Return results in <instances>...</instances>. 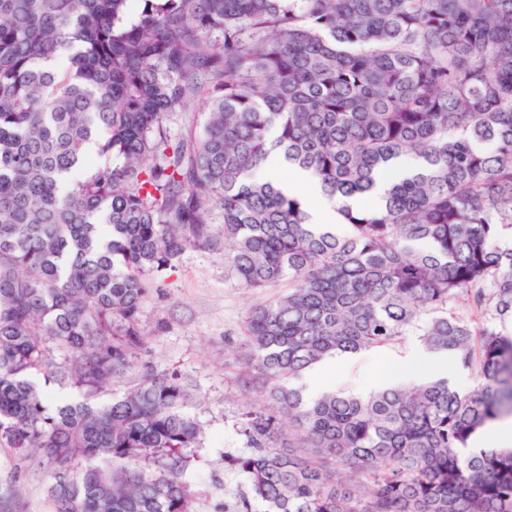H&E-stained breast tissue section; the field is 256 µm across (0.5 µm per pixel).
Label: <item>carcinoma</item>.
Returning a JSON list of instances; mask_svg holds the SVG:
<instances>
[{
  "label": "carcinoma",
  "instance_id": "cac0c4a2",
  "mask_svg": "<svg viewBox=\"0 0 512 512\" xmlns=\"http://www.w3.org/2000/svg\"><path fill=\"white\" fill-rule=\"evenodd\" d=\"M0 0V448L56 512H196L201 421L176 372L99 395L144 346L143 304L188 250L246 288L238 362L268 404L231 460L270 512H512V0ZM202 102L201 135L175 141ZM96 154L112 158L82 179ZM339 203L336 233L254 171ZM382 203L354 208L377 178ZM218 213L222 228H212ZM416 335L446 378L367 397L293 385ZM55 348L66 360L53 361ZM0 512H21L9 488ZM207 119L208 111L200 102L189 112H179L170 116L167 120V128L173 139H179L190 131L200 133ZM473 445L472 448H512V419L484 427Z\"/></svg>",
  "mask_w": 512,
  "mask_h": 512
}]
</instances>
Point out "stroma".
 <instances>
[{
    "label": "stroma",
    "instance_id": "obj_1",
    "mask_svg": "<svg viewBox=\"0 0 512 512\" xmlns=\"http://www.w3.org/2000/svg\"><path fill=\"white\" fill-rule=\"evenodd\" d=\"M287 287L284 281L262 289L242 287L225 276L223 254L187 251L175 269L156 279L143 306L141 320L148 342L134 369L126 377L112 380L103 393L104 398H111L153 372L177 371L196 385V398L187 407L205 428L204 446L192 477L201 493L196 512L236 507L248 494L245 475L229 464L230 459L248 453L236 419L243 402L264 403L265 394L241 386L234 354L248 310ZM420 346L419 337L413 335L393 346L362 351L337 365L329 376V386L365 395L364 384L382 360H403ZM49 483L46 471L19 467L13 452L0 449V488L15 486L23 512H54L47 494Z\"/></svg>",
    "mask_w": 512,
    "mask_h": 512
}]
</instances>
